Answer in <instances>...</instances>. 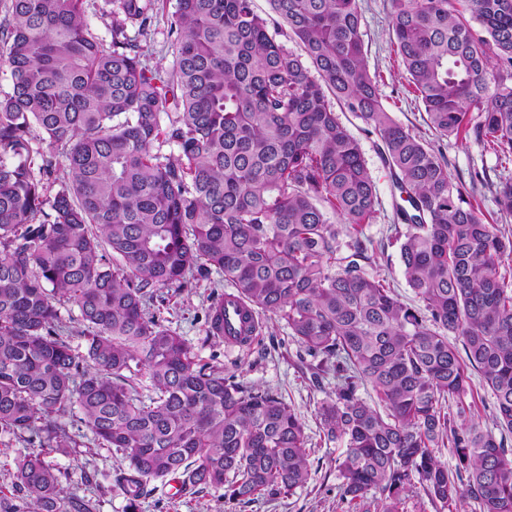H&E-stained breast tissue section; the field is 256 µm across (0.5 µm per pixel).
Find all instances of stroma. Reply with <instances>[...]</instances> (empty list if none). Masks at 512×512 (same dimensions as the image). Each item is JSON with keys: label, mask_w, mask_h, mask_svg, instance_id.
<instances>
[{"label": "stroma", "mask_w": 512, "mask_h": 512, "mask_svg": "<svg viewBox=\"0 0 512 512\" xmlns=\"http://www.w3.org/2000/svg\"><path fill=\"white\" fill-rule=\"evenodd\" d=\"M175 3L176 0H151L154 25L147 38L140 41L143 63L162 74L170 70L173 61L166 28ZM359 6L369 66L377 75L383 101L394 119L442 151L448 161L450 178L462 183L485 223L498 225L502 231L512 234V214L501 213L494 202L502 171L492 151L476 139L474 132L442 137L427 125L424 107L411 92L407 73L396 53L390 29L391 0H359ZM340 119L359 138L379 198L373 221L362 227L363 237L379 246L368 271L385 278L402 301L416 305L417 299L404 275L400 243L395 239V198L389 172L372 140L362 136L361 120L348 111L341 112ZM476 171L486 173V180L471 181L470 175ZM229 288V283L216 274L199 280L192 290L171 294L163 308V316L203 360H216L223 365L225 374L235 375L237 381L245 385L274 391L298 412L312 449L309 457L311 477L304 487L290 495L254 501H230L215 490L194 497L175 498L169 485L160 484L150 497L142 500L138 512H352L351 505L341 497V479L336 469L343 446L324 442L317 415L319 403L334 389L333 380L320 384L312 382L309 371L300 361L301 349L284 326L265 322L259 336L246 346H228L208 338L207 308L213 295ZM464 402L470 407L463 418L464 423L495 429L494 398L480 374L471 373ZM53 461L61 471L65 492L92 497L96 503L95 512H126V500L112 489V473L117 461L111 454L102 450L76 458L57 455Z\"/></svg>", "instance_id": "obj_1"}]
</instances>
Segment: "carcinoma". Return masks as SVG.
Masks as SVG:
<instances>
[{"instance_id": "cac0c4a2", "label": "carcinoma", "mask_w": 512, "mask_h": 512, "mask_svg": "<svg viewBox=\"0 0 512 512\" xmlns=\"http://www.w3.org/2000/svg\"><path fill=\"white\" fill-rule=\"evenodd\" d=\"M85 2L8 0L0 15L11 81L0 96V437L22 444L0 512H94L48 460L92 444L119 459L112 490L127 512L168 478L185 496L222 489L230 501L307 483L296 411L202 360L161 316L160 289L213 273L288 328L317 359L315 382L336 378L318 415L324 439L345 446L336 464L356 512H407L418 486L440 512L465 497L512 512V454L492 431L454 425L473 369L512 431V236L482 221L443 154L384 106L358 0H270L267 17L253 0H176L164 76L141 60L147 0H106L108 47ZM392 7L429 127L457 136L475 110L476 138L512 164V0ZM284 25L299 51L277 40ZM339 108L378 137L406 195L397 234L417 310L367 273L374 248L359 227L377 190ZM495 202L512 213V177ZM62 305L78 311L81 351ZM447 446L453 472L436 456Z\"/></svg>"}]
</instances>
